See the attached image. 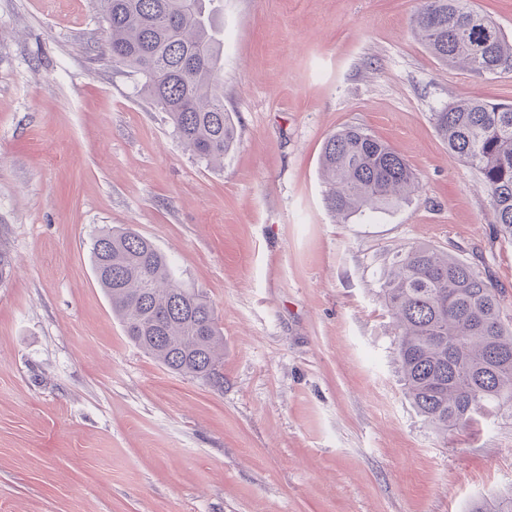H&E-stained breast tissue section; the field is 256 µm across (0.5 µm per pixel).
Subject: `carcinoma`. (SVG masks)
<instances>
[{
	"label": "carcinoma",
	"instance_id": "carcinoma-1",
	"mask_svg": "<svg viewBox=\"0 0 512 512\" xmlns=\"http://www.w3.org/2000/svg\"><path fill=\"white\" fill-rule=\"evenodd\" d=\"M108 26L112 63L140 77V91L166 114L185 149L224 164L237 140L224 111L223 29L206 0H93ZM413 34L438 61L479 74L512 71V41L467 0H419ZM434 125L448 153L476 170L497 223L512 236V105L462 97ZM324 201L344 221L387 210L419 187L389 144L360 127L323 143ZM97 281L126 335L171 372L224 386V336L203 293L180 281L168 258L131 228L92 243ZM379 298L395 329L408 396L437 431L512 409V330L498 289L470 264L428 245L397 252ZM471 512H512V494L478 500Z\"/></svg>",
	"mask_w": 512,
	"mask_h": 512
}]
</instances>
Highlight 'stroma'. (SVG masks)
<instances>
[{
	"label": "stroma",
	"mask_w": 512,
	"mask_h": 512,
	"mask_svg": "<svg viewBox=\"0 0 512 512\" xmlns=\"http://www.w3.org/2000/svg\"><path fill=\"white\" fill-rule=\"evenodd\" d=\"M220 167L105 50L91 0H0V512H467L512 491V409L433 429L406 394L378 292L425 244L496 285L512 326V236L432 113L512 104V71L442 64L418 0H216ZM360 126L420 177L409 200L327 210L324 140ZM131 227L205 293L224 387L137 348L92 269Z\"/></svg>",
	"instance_id": "1"
}]
</instances>
